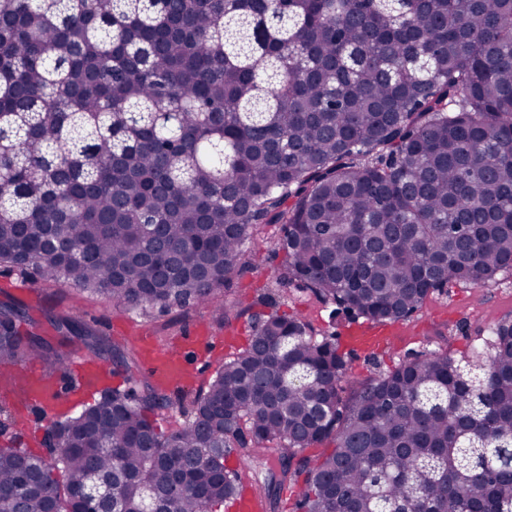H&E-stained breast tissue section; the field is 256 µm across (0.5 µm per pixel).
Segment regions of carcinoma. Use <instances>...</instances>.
I'll return each instance as SVG.
<instances>
[{
	"instance_id": "1",
	"label": "carcinoma",
	"mask_w": 512,
	"mask_h": 512,
	"mask_svg": "<svg viewBox=\"0 0 512 512\" xmlns=\"http://www.w3.org/2000/svg\"><path fill=\"white\" fill-rule=\"evenodd\" d=\"M271 226L276 284L379 324L512 271V0H0V264L225 326ZM53 326L1 304L0 365L78 344L132 387L54 421L47 457L1 444L0 512L29 480L26 512H76L92 472L114 512H219L229 456L269 444L253 494L291 482L296 512H512V319L474 381L446 352L360 379L271 313L166 434L135 353Z\"/></svg>"
}]
</instances>
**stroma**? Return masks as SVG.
Masks as SVG:
<instances>
[{"mask_svg":"<svg viewBox=\"0 0 512 512\" xmlns=\"http://www.w3.org/2000/svg\"><path fill=\"white\" fill-rule=\"evenodd\" d=\"M256 255L250 268L233 278L227 297L239 304L242 316L223 329L215 328L208 309L187 306L171 309L129 310L113 305L109 298L87 293L70 281L43 283L32 274L0 265V303L15 300L25 304L29 316L42 334L53 337V318L65 316L91 326L120 348L137 347L140 334L165 343L167 336L188 335L202 329L211 342L206 352H192L188 360L197 371L196 378L185 389L170 390L171 399H179L183 391H194L212 377L224 359L245 348L256 318L278 312L300 316L322 332L336 335L347 352L353 372L358 377L384 373L400 361L433 353L447 352L455 358L471 359L473 348L489 338L494 324L501 318H512V273L483 287L455 285L428 297L410 318L399 321L392 348L356 349L348 341L351 329L360 319L332 314L330 308L313 297L297 293L290 287L274 284V271L281 256L270 251L267 242L256 240L250 245ZM0 422L7 427L6 436L24 444L27 451L47 454L43 445H34V437L43 436L49 424L35 404H23L13 392L0 395Z\"/></svg>","mask_w":512,"mask_h":512,"instance_id":"1","label":"stroma"}]
</instances>
